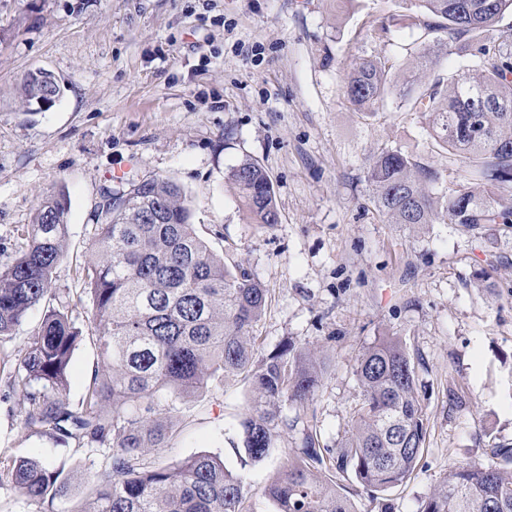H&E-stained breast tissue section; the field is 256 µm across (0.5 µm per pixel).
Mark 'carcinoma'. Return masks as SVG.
Returning a JSON list of instances; mask_svg holds the SVG:
<instances>
[{
	"mask_svg": "<svg viewBox=\"0 0 512 512\" xmlns=\"http://www.w3.org/2000/svg\"><path fill=\"white\" fill-rule=\"evenodd\" d=\"M414 4L427 39L418 69L399 85L390 60L355 59L344 95L373 115L398 94L410 111L428 118L440 148L468 162L483 188L448 198L437 190L441 173L424 158L383 149L365 167L371 200L391 224L512 225V24L501 25L512 0ZM493 27L497 48H473L475 38ZM452 44L477 51L474 71L437 72L440 53ZM23 92L29 101L56 100L62 88L51 74L37 71L25 79ZM228 178L255 223H279L273 184L260 164L245 159ZM67 213L64 193L46 194L21 229L15 254L0 264V338L12 336L31 309L43 307L38 328L13 358L0 362L10 384L21 388L25 430L71 440L101 457L80 512H249L242 480L219 456L160 464L148 452L177 436L176 401L241 376L255 395V405L239 420L241 445L251 460L265 459L291 428L282 404L306 407L324 360L291 343L257 356L253 327L265 311L267 291L231 270L197 234L175 181L151 177L123 191L103 189L94 229L98 255L81 267L83 288L74 297L53 288L65 254ZM86 301L100 327L94 345L103 366L73 402L69 369L84 336L72 316ZM357 377L362 399L348 434L336 448H319L313 432L306 433L300 455L267 489L275 512H356L342 482L352 477L375 495L415 471L427 428L409 355L395 340L367 347L358 356ZM495 455L493 464L450 467L420 512H512V448ZM10 476L19 497L39 506L69 481L63 469L32 458L17 461Z\"/></svg>",
	"mask_w": 512,
	"mask_h": 512,
	"instance_id": "obj_1",
	"label": "carcinoma"
}]
</instances>
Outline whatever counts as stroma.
<instances>
[{
  "mask_svg": "<svg viewBox=\"0 0 512 512\" xmlns=\"http://www.w3.org/2000/svg\"><path fill=\"white\" fill-rule=\"evenodd\" d=\"M416 21L410 0H0V263L44 196L64 191L70 230L54 286L78 291V266L96 258L102 190L166 177L210 248L267 289L260 354L288 340L328 363L307 420L283 403L295 424L265 460L237 449L254 401L239 378L192 398L180 434L158 450L166 462L220 456L251 512H274L265 488L297 455L304 427L320 447L340 445L361 402L358 355L388 336L415 365L425 451L382 500L345 481L356 512H380L383 500L419 512L451 465L512 448V226L388 223L364 180L370 154H422L448 195L465 185L466 164L436 149L424 119L397 99L369 116L342 94L358 57L391 59L403 77L421 48ZM38 69L63 86L48 106L22 94ZM245 159L268 173L279 223H253L242 207L227 175ZM73 320L84 336L70 370L75 401L98 357L91 308ZM20 399L0 380V512H38L5 477L22 458L63 468L71 493L54 510L78 512L97 461L76 444L27 436Z\"/></svg>",
  "mask_w": 512,
  "mask_h": 512,
  "instance_id": "35a3bbf8",
  "label": "stroma"
}]
</instances>
